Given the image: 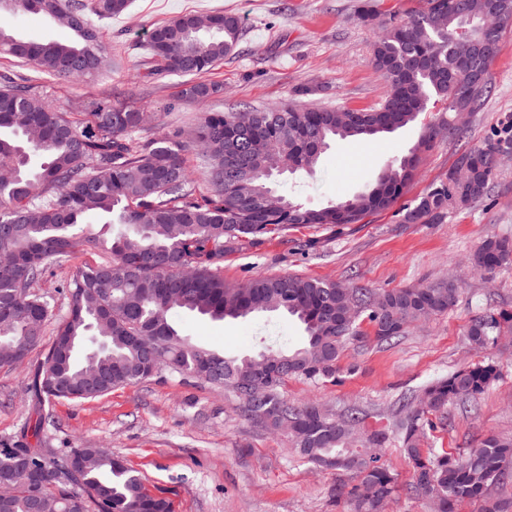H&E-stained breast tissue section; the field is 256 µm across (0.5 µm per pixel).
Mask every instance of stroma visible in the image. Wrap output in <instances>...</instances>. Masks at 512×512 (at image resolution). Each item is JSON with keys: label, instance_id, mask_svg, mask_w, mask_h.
I'll return each instance as SVG.
<instances>
[{"label": "stroma", "instance_id": "1", "mask_svg": "<svg viewBox=\"0 0 512 512\" xmlns=\"http://www.w3.org/2000/svg\"><path fill=\"white\" fill-rule=\"evenodd\" d=\"M358 0H132L109 22L112 70L100 79L72 80L30 71L41 94L72 111H92L100 98L113 105L156 112L163 129L191 127L197 113L267 108L293 100L326 107L366 109L385 95L384 78L371 62L373 31L357 16ZM224 11L240 17L234 53L206 74L221 92L199 104L180 99L182 77H148L144 42L155 26L175 17ZM490 95L474 112L464 139L442 137L426 152L401 197L409 203L445 179L461 153L481 144L512 117V25L493 61ZM421 134L409 126L371 143L336 142L313 174L283 181L279 193L313 207L352 196L372 185L385 167L408 154ZM490 237L512 238V157L497 170L489 199L449 209L437 224H406L400 206L341 227H301L228 254L224 279L288 273L375 289L428 285L454 279L460 292L447 313L410 327L389 345L354 340L341 363L342 382L314 384L293 377L283 393L292 403L316 402L339 413L356 406L366 424L379 425L403 394L468 365L493 360L500 377L475 409L451 408L452 428L429 433L430 448H475L490 434L512 435V338L478 351L466 336L471 320L488 307L512 309V266L476 271L470 257ZM88 250L50 265L36 290L50 301L54 321L67 315L68 285L82 265L104 260ZM183 333L234 357L257 354L263 344L285 349L305 341L302 325L280 314L237 321L174 316ZM32 351L24 364L0 367V444H15L33 415L28 391ZM44 445L58 451L103 446L164 490L173 512H341L334 493L342 476L299 461L284 434L255 426L227 390L166 373L90 401L53 405Z\"/></svg>", "mask_w": 512, "mask_h": 512}]
</instances>
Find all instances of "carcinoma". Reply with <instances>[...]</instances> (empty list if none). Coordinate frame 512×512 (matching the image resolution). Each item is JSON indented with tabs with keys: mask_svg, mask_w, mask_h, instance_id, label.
Listing matches in <instances>:
<instances>
[{
	"mask_svg": "<svg viewBox=\"0 0 512 512\" xmlns=\"http://www.w3.org/2000/svg\"><path fill=\"white\" fill-rule=\"evenodd\" d=\"M10 11L53 17L75 16L70 40L33 41L16 34L0 8V54L60 77H101L108 67L110 38L103 22L123 14L129 0H10ZM421 0L406 17L379 28L372 62L385 78L386 94L371 109H353L355 124H338L340 109L284 103L250 112H205L190 132L162 134L153 115L110 103L81 118L40 95L29 81L0 73V168L13 178L0 181V366L22 363L42 344L52 317L50 303L34 293L52 263L70 261L86 248L108 256L78 270L68 288V313L38 365L33 389L40 404L32 427L35 445L0 448V512H172L171 500L152 490L138 471L117 462L107 448H73L54 453L42 447V432L59 401H86L163 372L220 386L233 393L258 427L288 438L307 464L350 476L336 488L348 512H385L400 492L398 473L383 460L396 440L408 467L406 495L427 501L432 512H458L464 502L479 512H512L503 487L512 478V436L490 434L480 448L450 451L424 447L427 431L448 427V407L466 412L499 378L497 366L482 361L437 378L421 393L402 396L392 426L368 429L367 415L352 407L333 414L316 403L296 405L282 392L290 377L339 382L347 342L373 336L390 343L411 324L450 309L453 280L377 292L293 274L259 273L240 285L224 281V256L270 235L309 225L357 224L392 208L413 177L415 152L388 165L377 182L325 207H308L274 188L285 174L314 173L331 143L369 139L421 123L430 105L445 107L422 123L416 147L428 150L446 134L463 129L448 121L454 109L477 111L489 93L487 74L494 55L480 64L481 76L461 67L455 39L461 21L472 37L500 43L512 25V0ZM240 19L211 11L186 14L154 26L144 45L149 74L191 80L179 96L202 103L220 87L201 79L236 48ZM512 151V119L493 138L464 150V175L448 173L415 198L406 224H434L448 207H466L488 197L496 153ZM247 156L253 171L240 178L225 169L228 153ZM199 161L191 177L189 156ZM92 216L117 225L110 236L79 234ZM512 265V240L488 238L475 251L473 267L494 273ZM215 321L266 313L291 317L304 326L305 345L267 347L280 359L278 375L266 378L252 357L207 349L180 331L171 314ZM367 324L369 332L362 330ZM512 333V310L489 308L466 332L477 350L494 348ZM148 336L165 359L141 373ZM78 454L94 457L89 471H75Z\"/></svg>",
	"mask_w": 512,
	"mask_h": 512,
	"instance_id": "1",
	"label": "carcinoma"
}]
</instances>
